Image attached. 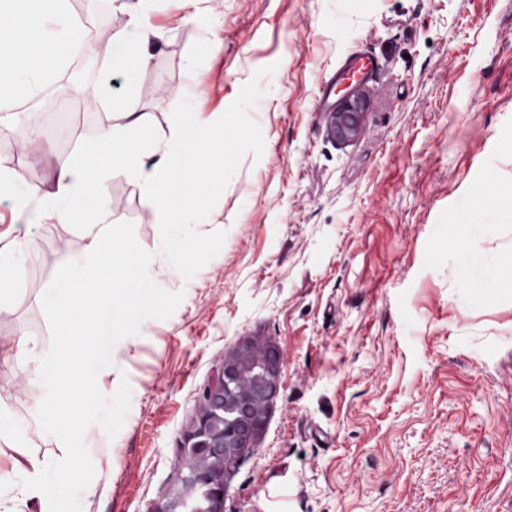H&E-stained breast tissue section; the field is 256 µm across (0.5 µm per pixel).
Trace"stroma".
Here are the masks:
<instances>
[{
	"label": "stroma",
	"mask_w": 512,
	"mask_h": 512,
	"mask_svg": "<svg viewBox=\"0 0 512 512\" xmlns=\"http://www.w3.org/2000/svg\"><path fill=\"white\" fill-rule=\"evenodd\" d=\"M136 2L96 0L97 67L75 52L37 95L0 102L15 175L0 249L33 242L0 308V403L49 461L66 452L38 412L51 383L17 343L54 342L46 290L84 264L85 242L29 215L118 113H148L158 137L181 116L232 134L222 188L189 223H161L136 179L100 187L114 238L154 259L152 304L135 342L102 333L111 359L85 366L98 394L70 512L163 502L204 389L248 340L286 362L224 474V512H512V284L485 283L512 258V0H201L189 21L155 0L131 85L107 48ZM355 51L379 71L342 144L314 106ZM104 82L88 106L78 85ZM57 110L74 117L68 141L21 151L33 116Z\"/></svg>",
	"instance_id": "35a3bbf8"
}]
</instances>
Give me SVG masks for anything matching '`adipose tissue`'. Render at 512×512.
<instances>
[{"instance_id":"adipose-tissue-1","label":"adipose tissue","mask_w":512,"mask_h":512,"mask_svg":"<svg viewBox=\"0 0 512 512\" xmlns=\"http://www.w3.org/2000/svg\"><path fill=\"white\" fill-rule=\"evenodd\" d=\"M38 14L64 22L65 32L50 35L35 22ZM130 26L131 33L113 40L109 63L132 84L148 62L145 13H134ZM86 38L83 27L69 22L68 0H0V100L34 94L40 80L54 74ZM133 125L131 136L119 126L103 129L85 146L78 164L60 168L57 202L48 212L59 224L94 218L83 227L85 264L71 270L65 287L48 291L57 340L36 352L55 386L54 395L39 402L38 409L47 426L69 438L66 455L49 462L27 453L17 417L0 407V440L12 443L17 454L12 469L21 476L15 497L39 499L47 505L45 512H65L85 457L78 434L92 413L97 381L84 364L100 355L99 321L111 314L113 335H129L138 311L149 303L150 257L112 237L99 185L108 177L135 178L163 223L183 224L192 203L214 190L230 142L226 131L205 129L189 118L174 121L159 139L151 136L148 114L137 115ZM151 154L156 160L150 164L146 158Z\"/></svg>"}]
</instances>
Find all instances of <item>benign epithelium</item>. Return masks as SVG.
<instances>
[{
    "mask_svg": "<svg viewBox=\"0 0 512 512\" xmlns=\"http://www.w3.org/2000/svg\"><path fill=\"white\" fill-rule=\"evenodd\" d=\"M367 109L366 96L343 94L329 116L330 135L342 143L354 140ZM284 361L281 350L255 341L224 360L182 443L185 465L165 502L151 512H224V471L263 429Z\"/></svg>",
    "mask_w": 512,
    "mask_h": 512,
    "instance_id": "obj_1",
    "label": "benign epithelium"
}]
</instances>
